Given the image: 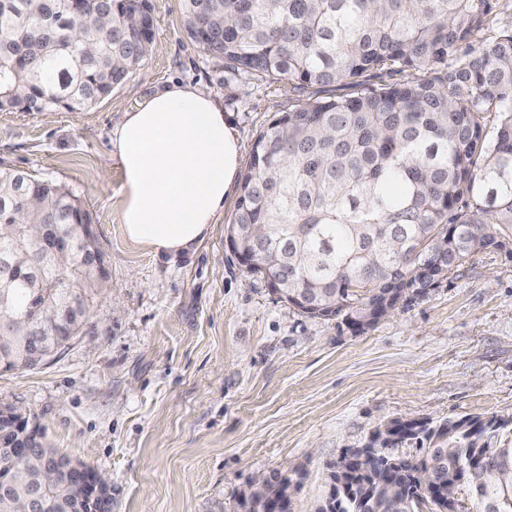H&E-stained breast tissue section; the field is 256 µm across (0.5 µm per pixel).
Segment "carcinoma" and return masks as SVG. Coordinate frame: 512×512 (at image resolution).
I'll use <instances>...</instances> for the list:
<instances>
[{
  "label": "carcinoma",
  "mask_w": 512,
  "mask_h": 512,
  "mask_svg": "<svg viewBox=\"0 0 512 512\" xmlns=\"http://www.w3.org/2000/svg\"><path fill=\"white\" fill-rule=\"evenodd\" d=\"M499 0H186L184 28L231 74L286 82L302 94L255 139L233 219L235 256L269 290L309 318L341 317L356 334L368 304L395 291L423 293L484 251L512 256V27L497 25ZM151 0H0V111L75 112L112 95L147 56ZM422 76L392 82L393 73ZM350 89L338 95L336 87ZM53 219L77 236L92 216L49 179L0 170V261L24 275L0 283V326L31 301L73 296L93 304L92 268L33 269L36 244L17 223ZM252 224L266 225L270 255H252ZM37 366L19 336L0 337V371ZM509 422L479 416L424 421L375 440L366 474L333 512H461L440 500L454 474L487 448L482 436ZM417 440L420 459L396 453ZM10 494L25 501L34 477L0 446ZM475 512H512V462L483 477ZM290 481L247 491L265 510ZM51 512H76L62 480Z\"/></svg>",
  "instance_id": "obj_1"
}]
</instances>
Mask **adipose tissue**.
<instances>
[{
  "mask_svg": "<svg viewBox=\"0 0 512 512\" xmlns=\"http://www.w3.org/2000/svg\"><path fill=\"white\" fill-rule=\"evenodd\" d=\"M110 140L126 240L174 257L195 251L223 216L240 172L221 100L197 85L170 84L125 113Z\"/></svg>",
  "mask_w": 512,
  "mask_h": 512,
  "instance_id": "obj_1",
  "label": "adipose tissue"
}]
</instances>
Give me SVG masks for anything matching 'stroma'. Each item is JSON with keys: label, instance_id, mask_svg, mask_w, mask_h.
Here are the masks:
<instances>
[{"label": "stroma", "instance_id": "obj_1", "mask_svg": "<svg viewBox=\"0 0 512 512\" xmlns=\"http://www.w3.org/2000/svg\"><path fill=\"white\" fill-rule=\"evenodd\" d=\"M150 51L80 112H0V162L73 190L90 209L109 281L88 336L30 371L0 372L16 407L60 452L112 486V512H240L256 477L291 482L317 512L328 467L396 418L512 419V258L482 252L363 334L310 319L238 264L224 222L176 259L126 241L110 131L155 89L218 96L249 156L293 99L286 84L224 79L185 33L183 0H152Z\"/></svg>", "mask_w": 512, "mask_h": 512}]
</instances>
